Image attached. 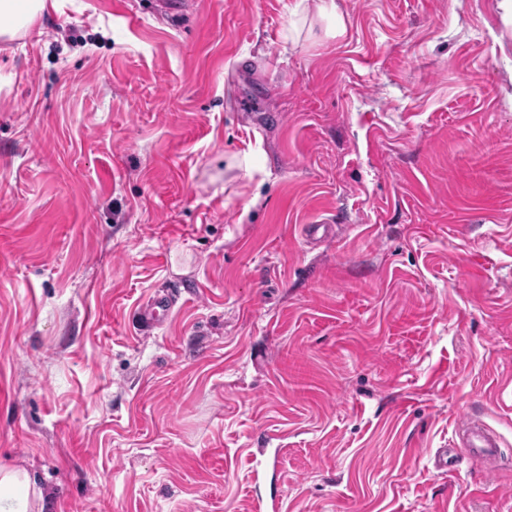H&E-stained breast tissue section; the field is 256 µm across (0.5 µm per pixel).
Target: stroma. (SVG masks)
Here are the masks:
<instances>
[{
	"label": "stroma",
	"instance_id": "35a3bbf8",
	"mask_svg": "<svg viewBox=\"0 0 512 512\" xmlns=\"http://www.w3.org/2000/svg\"><path fill=\"white\" fill-rule=\"evenodd\" d=\"M134 2L0 37V468L42 512H512L499 0L296 42V0ZM468 418L498 460L438 470ZM176 303L175 295L169 290L155 292L138 309L136 324L139 331L144 334L160 327L168 318L172 307Z\"/></svg>",
	"mask_w": 512,
	"mask_h": 512
}]
</instances>
